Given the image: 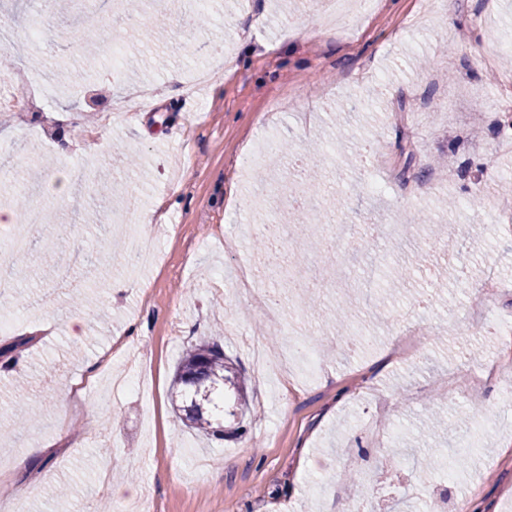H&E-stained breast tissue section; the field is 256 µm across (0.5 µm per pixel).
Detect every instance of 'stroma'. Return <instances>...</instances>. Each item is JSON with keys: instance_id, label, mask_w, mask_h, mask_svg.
<instances>
[{"instance_id": "35a3bbf8", "label": "stroma", "mask_w": 512, "mask_h": 512, "mask_svg": "<svg viewBox=\"0 0 512 512\" xmlns=\"http://www.w3.org/2000/svg\"><path fill=\"white\" fill-rule=\"evenodd\" d=\"M206 24L158 13L110 12L105 0H0L13 44L26 45L72 91L32 111H0V148L19 166L0 177V205L25 191L45 213L41 230L0 227L29 239L22 271L36 289L0 294L10 327L0 349L22 357L0 374V464L14 502L0 512H345L348 497L365 512H512V391L493 375L512 335V295L469 314L466 293L487 269L512 285V219L478 201H503L499 181L512 169V0H379L375 10L329 25L318 0H212ZM119 35L126 61L114 71L111 45L96 41L60 64V48L88 16ZM179 71L181 82L167 79ZM147 88L153 109L105 121L108 102L86 90L122 96ZM447 95L448 108L432 104ZM288 142L266 168L274 186L264 205L242 175L249 153ZM327 148L315 183L295 181L291 161L313 143ZM84 166L78 199L37 189ZM452 172L444 193L433 176ZM137 212L125 213L131 192ZM298 194L339 195L353 236L340 247L310 242L304 265L348 258L334 288L312 281L291 288L275 312L236 293L264 225L294 214ZM457 199L441 211L439 201ZM96 217L73 222L72 206ZM147 240L159 266L127 272L113 240ZM83 260L71 261L74 251ZM404 290L386 283L399 266ZM127 288L113 292L114 283ZM96 298L88 316L77 295ZM351 303V321L373 343L339 341L332 319ZM82 318L84 332L70 324ZM423 330L420 357L398 354L395 323ZM134 328L127 352L116 335ZM311 337L318 371L260 377L249 340L274 352ZM217 343L241 373L248 410L227 419L225 436L183 426L171 402L177 363L188 346ZM107 358L113 369L148 368L143 387L69 402ZM27 380L38 418L11 432L14 382ZM477 446L472 455L462 443ZM49 446L34 468L27 449ZM453 454L450 476L429 474L416 458ZM68 484L57 502L51 491Z\"/></svg>"}]
</instances>
